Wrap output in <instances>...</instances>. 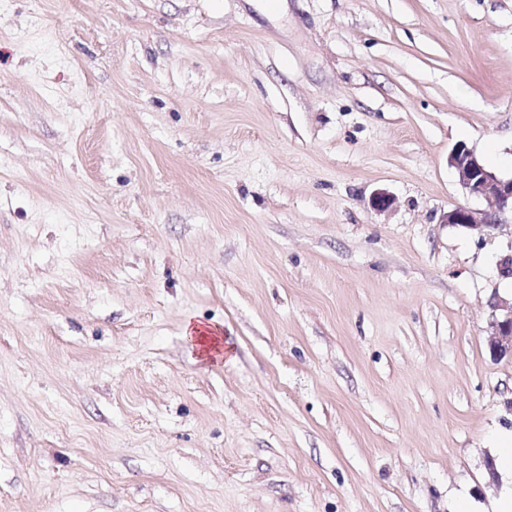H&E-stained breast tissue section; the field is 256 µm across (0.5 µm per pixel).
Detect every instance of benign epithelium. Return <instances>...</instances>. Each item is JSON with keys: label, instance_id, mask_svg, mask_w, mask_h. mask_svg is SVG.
<instances>
[{"label": "benign epithelium", "instance_id": "7a95c632", "mask_svg": "<svg viewBox=\"0 0 512 512\" xmlns=\"http://www.w3.org/2000/svg\"><path fill=\"white\" fill-rule=\"evenodd\" d=\"M448 165L454 169L462 190L470 197L486 201L489 209L480 213L457 206L443 216V223L485 232L499 228L506 216H512V177L498 175L486 168L463 144L449 154ZM491 307L501 314L491 323L489 348L495 357L512 356V303L495 298Z\"/></svg>", "mask_w": 512, "mask_h": 512}]
</instances>
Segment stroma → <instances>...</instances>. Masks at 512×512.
<instances>
[{"label":"stroma","mask_w":512,"mask_h":512,"mask_svg":"<svg viewBox=\"0 0 512 512\" xmlns=\"http://www.w3.org/2000/svg\"><path fill=\"white\" fill-rule=\"evenodd\" d=\"M264 2L0 0V512L501 492L512 227L441 217L512 174V0ZM448 165L454 169L462 190L486 201L489 209L480 213L458 206L443 216V223L485 232L503 226L507 215L512 222V175L504 177L489 170L463 144L449 154ZM490 305L502 312L500 317L491 323V333L488 338L489 348L494 357L512 356V301L507 305L506 302L494 297ZM183 337L190 347L198 352L200 358H211L212 355L219 356L223 353L218 347L219 336L212 335L211 331L198 326L192 319L186 320L183 326Z\"/></svg>","instance_id":"stroma-1"}]
</instances>
